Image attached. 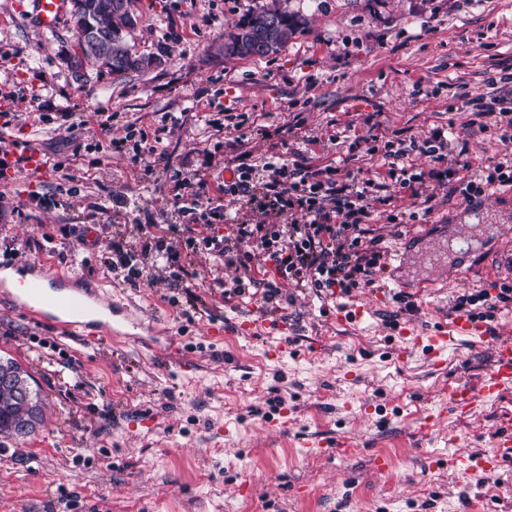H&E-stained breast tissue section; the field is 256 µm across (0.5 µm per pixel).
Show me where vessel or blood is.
<instances>
[{"mask_svg":"<svg viewBox=\"0 0 512 512\" xmlns=\"http://www.w3.org/2000/svg\"><path fill=\"white\" fill-rule=\"evenodd\" d=\"M69 0H32L33 15L44 30L55 29L63 20ZM72 279L49 269L39 270L33 279L23 282L21 289L26 300L32 301V315L40 321L48 320L65 328L79 326L81 319H95L113 335H120L122 324L112 318L108 304L87 294L72 291ZM453 336L486 339L490 336L487 325L469 314L457 312L449 322L437 328L427 337H415L414 343L433 364L446 363L448 341ZM512 390V340H500L494 344V361L490 371L477 384L453 383L448 387L451 411L464 415L471 413L478 400L496 399ZM312 452L323 456H340L354 452L351 438L338 440L317 438L310 441ZM512 459V422L500 425L494 453L472 457L460 450L448 459L449 466L463 470L480 467L488 473L497 472L506 460Z\"/></svg>","mask_w":512,"mask_h":512,"instance_id":"obj_1","label":"vessel or blood"}]
</instances>
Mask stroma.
Returning a JSON list of instances; mask_svg holds the SVG:
<instances>
[{
	"mask_svg": "<svg viewBox=\"0 0 512 512\" xmlns=\"http://www.w3.org/2000/svg\"><path fill=\"white\" fill-rule=\"evenodd\" d=\"M29 2L0 0V113L9 119L0 137L32 146L45 166L12 174L0 199V271L71 273L106 303L153 313L177 343L152 351L92 323L70 336L0 299V357L46 397L36 434L0 439V512H58L65 499L71 512H512V462L493 477L448 465L457 449L492 451L512 417V391L469 415L449 409L450 383L491 369L490 343L451 337L436 366L399 335L447 322L457 295L493 298L512 286L498 263L512 248V184L484 186L479 204L495 233L479 250L449 255L443 271L421 264L472 223L460 182L481 179L500 151L485 117L460 106L492 94L488 77L512 75V0H287L304 25L277 54L242 59L225 58L224 37L255 0H139L129 42L157 63L119 80L92 63L75 76L63 59L75 45L71 20L42 30ZM373 111L405 140L442 129L444 166L473 167L442 187L425 180L429 214L390 182L397 207L374 211L368 227L400 257L372 285L330 298L272 275L273 301L259 289L228 298L237 267L211 275L201 249L194 275L164 270L138 239L118 235L136 219L183 223L169 192L175 169L223 175L224 135L206 120L265 114L267 136H249L253 163L283 140L354 171L370 168L369 151H385L366 122ZM65 112L76 127H63ZM295 119L299 135H280ZM131 124L160 138L168 161L147 172L115 150L113 130ZM116 237L127 258L111 272ZM359 305L371 309L361 322H337L338 308ZM261 312L283 317L287 331L232 335ZM214 328L228 337L209 339ZM276 397L284 411L269 407ZM343 436L357 451L318 457L305 446ZM380 452L394 460L385 473L373 464Z\"/></svg>",
	"mask_w": 512,
	"mask_h": 512,
	"instance_id": "35a3bbf8",
	"label": "stroma"
}]
</instances>
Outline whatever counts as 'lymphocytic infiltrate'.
I'll list each match as a JSON object with an SVG mask.
<instances>
[{
    "instance_id": "f902f5d3",
    "label": "lymphocytic infiltrate",
    "mask_w": 512,
    "mask_h": 512,
    "mask_svg": "<svg viewBox=\"0 0 512 512\" xmlns=\"http://www.w3.org/2000/svg\"><path fill=\"white\" fill-rule=\"evenodd\" d=\"M503 103V98L495 95L471 101L484 114L500 116L504 127L499 137L502 159L494 163L490 178L511 184L512 110ZM224 166L233 174L232 183L214 185L203 175L191 183L173 176L174 200L181 213L194 214L200 199L216 192L244 198L247 208L269 216V223L252 224L241 215L226 235L218 236L212 231L213 225L224 221V209L218 206L211 210L209 224L199 229L136 224V231L147 237L144 249L164 250L167 260L175 263L180 253L165 248L166 234H185L189 247L196 239H203L214 258L243 268L244 278L235 279L230 289L234 295L244 292L246 285L256 284L252 267L256 257L272 262L276 276L288 284L337 289L344 295L373 284L375 274L384 270L379 240L369 237L366 225L377 206L394 202L385 183L330 164H310L299 152L293 159H285L274 143L269 145L262 165L230 158Z\"/></svg>"
}]
</instances>
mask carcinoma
Wrapping results in <instances>:
<instances>
[{
    "label": "carcinoma",
    "mask_w": 512,
    "mask_h": 512,
    "mask_svg": "<svg viewBox=\"0 0 512 512\" xmlns=\"http://www.w3.org/2000/svg\"><path fill=\"white\" fill-rule=\"evenodd\" d=\"M98 26L104 50L112 59H125L134 54L126 42L129 32L138 18V10L131 9L127 16H116L109 8L112 0H80ZM302 25L301 17L279 6L256 7L236 25V32L224 39V57H267L281 50ZM28 408L13 403L8 394L0 392V438L12 439L14 433L4 426L6 417L21 418Z\"/></svg>",
    "instance_id": "1"
}]
</instances>
